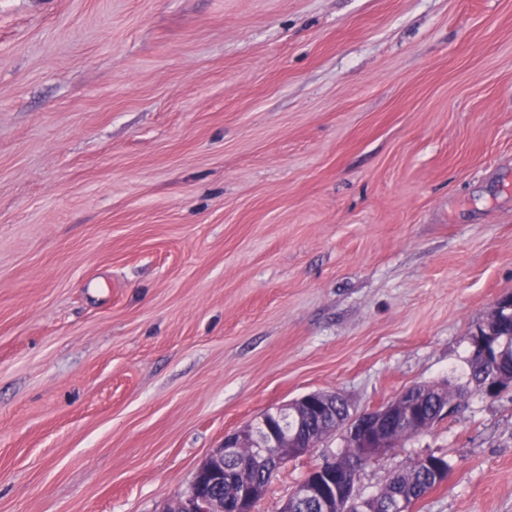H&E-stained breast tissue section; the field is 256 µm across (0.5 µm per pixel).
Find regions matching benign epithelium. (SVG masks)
Instances as JSON below:
<instances>
[{"instance_id":"7a95c632","label":"benign epithelium","mask_w":512,"mask_h":512,"mask_svg":"<svg viewBox=\"0 0 512 512\" xmlns=\"http://www.w3.org/2000/svg\"><path fill=\"white\" fill-rule=\"evenodd\" d=\"M415 398L416 395L404 391L384 406L342 420L327 397L310 392L299 400L296 422L289 431L278 424L288 412V406L268 410L256 423L225 435L224 442L212 449L196 470L185 497L163 512H224V463L238 458L239 448L245 442L253 448V457L275 472L289 460L308 455L320 443L307 435L303 426V421L313 412L320 422L331 425L329 432L338 428L344 431L346 446L363 448L378 456L393 447L394 436L390 431L393 420L400 419L420 433L427 431V423L413 413ZM334 470V457L310 469L307 478L280 504L278 512H363L366 498L357 494L355 487L326 485L319 479L320 474ZM257 498L251 484L243 485L234 512H252Z\"/></svg>"}]
</instances>
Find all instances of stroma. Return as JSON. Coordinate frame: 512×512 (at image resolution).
<instances>
[{"label":"stroma","instance_id":"obj_1","mask_svg":"<svg viewBox=\"0 0 512 512\" xmlns=\"http://www.w3.org/2000/svg\"><path fill=\"white\" fill-rule=\"evenodd\" d=\"M512 0H0V512H162L313 391L458 408L361 471L512 512ZM340 434L288 462L276 512ZM487 320L486 327L481 326L479 328L480 335L490 336L486 335L485 328H488L495 335L496 340L512 348V309L507 310L494 307L492 314ZM471 341V357H470V368H471V376L475 381L477 388L484 392L485 386L489 381H492L494 378L503 375L509 376L512 372V361L511 357L505 361H503L500 365H494L493 363L487 362L483 359V349L480 348L477 344V336L476 333L470 337ZM511 377H501L497 380L496 386L492 389L496 392L499 388L504 385L511 384ZM424 389V385H418L411 388V391H415L418 398H420V402L417 408V413L420 416L427 417L428 419L433 421V426L439 420H441L444 416L447 415L448 408L444 410L442 415V411L445 405L448 403L450 405L453 404L455 398H461V394L454 393L451 390H447V388H440L443 397L433 394H427L424 397L422 396V392ZM432 426V427H433ZM429 456L422 457L421 459H412L402 470L391 475L384 484L383 489L373 496L371 502L384 500L397 493L406 499L407 504L414 500L411 503L413 505L421 496L433 490L448 472L449 465L440 457L435 458V463L432 468H429L423 462ZM436 473L439 474L438 480Z\"/></svg>","mask_w":512,"mask_h":512}]
</instances>
